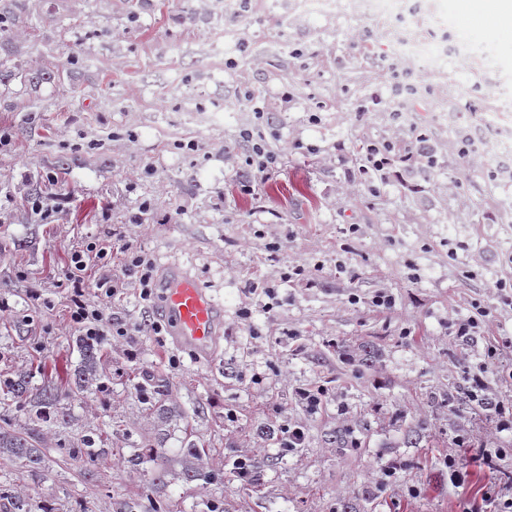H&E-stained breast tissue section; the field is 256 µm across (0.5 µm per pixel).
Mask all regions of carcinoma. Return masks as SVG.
<instances>
[{
  "label": "carcinoma",
  "instance_id": "obj_1",
  "mask_svg": "<svg viewBox=\"0 0 512 512\" xmlns=\"http://www.w3.org/2000/svg\"><path fill=\"white\" fill-rule=\"evenodd\" d=\"M72 343L80 353L77 364L66 368L65 378L58 375L43 374L39 382H34L32 373L16 372L12 369L0 370V401H9L15 411L34 416L48 424L64 427L69 422L68 404L91 394H103L110 390L112 376L109 362L102 352V337L79 334L72 337ZM150 382V394H144L145 386L140 381H131L137 391L143 410L155 416L160 422H167L177 407L171 402L169 382L139 371ZM184 448L181 449L182 474L188 481L202 480L211 483L217 477L204 473L194 466L193 461L200 459L204 448L193 440V428L190 421H185L183 428ZM168 439L166 430L146 440L141 450L129 456H121L122 463L136 468L150 463L149 478L143 488V495L148 501V512H169V505L160 490L167 486L166 476L170 459L167 457L165 443ZM109 433L105 429L95 428L80 439V444H59V450L70 460L84 464L80 475L83 480L91 482L95 473L91 463L99 456L111 452L107 448ZM0 460L9 461L34 477H42L49 471L51 459L46 449L41 447L39 429L31 428L18 431L13 427L8 414H0ZM260 465L253 459H237L233 462V473L245 474L249 481H254ZM0 512H59L55 504L44 500L35 501L28 496L16 493L13 487L0 483Z\"/></svg>",
  "mask_w": 512,
  "mask_h": 512
}]
</instances>
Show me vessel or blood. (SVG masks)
I'll use <instances>...</instances> for the list:
<instances>
[{
    "label": "vessel or blood",
    "mask_w": 512,
    "mask_h": 512,
    "mask_svg": "<svg viewBox=\"0 0 512 512\" xmlns=\"http://www.w3.org/2000/svg\"><path fill=\"white\" fill-rule=\"evenodd\" d=\"M159 307L173 343L197 357H211L224 332V306L182 265H166Z\"/></svg>",
    "instance_id": "obj_1"
}]
</instances>
